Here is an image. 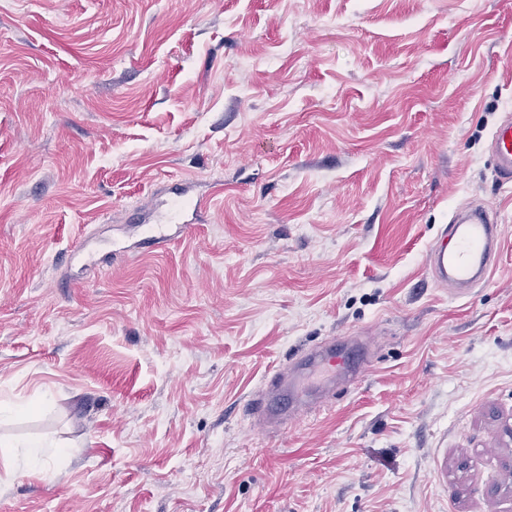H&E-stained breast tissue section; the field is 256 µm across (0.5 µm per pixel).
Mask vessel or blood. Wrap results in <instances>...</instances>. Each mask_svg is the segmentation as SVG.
Returning a JSON list of instances; mask_svg holds the SVG:
<instances>
[{"mask_svg": "<svg viewBox=\"0 0 512 512\" xmlns=\"http://www.w3.org/2000/svg\"><path fill=\"white\" fill-rule=\"evenodd\" d=\"M491 151L502 182H512V119L502 120L491 137ZM501 232L496 215L481 205L470 207L441 229L428 253V264L439 284L468 288L489 277L500 254ZM300 363L337 372L354 381L370 366L365 348H339L327 342L299 358ZM338 378V379H339ZM336 381V380H335ZM335 381L306 386L296 371L277 372L253 401L257 419L278 426L296 422L310 398L327 397Z\"/></svg>", "mask_w": 512, "mask_h": 512, "instance_id": "1", "label": "vessel or blood"}]
</instances>
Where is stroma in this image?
<instances>
[{
  "mask_svg": "<svg viewBox=\"0 0 512 512\" xmlns=\"http://www.w3.org/2000/svg\"><path fill=\"white\" fill-rule=\"evenodd\" d=\"M512 0H0V512H512ZM186 180L204 220L135 242ZM503 229L440 287L457 209ZM376 335L285 429L291 355ZM491 151L502 182H512V119L510 116L502 120L494 129L491 137ZM496 215L481 205L472 206L441 229L428 253V264L440 285L471 288L488 279L496 267L501 246ZM0 446L2 448H26L22 453L23 465L30 471H39L48 457L59 455L62 448H58L53 442L47 440H24L3 442L1 439Z\"/></svg>",
  "mask_w": 512,
  "mask_h": 512,
  "instance_id": "35a3bbf8",
  "label": "stroma"
}]
</instances>
